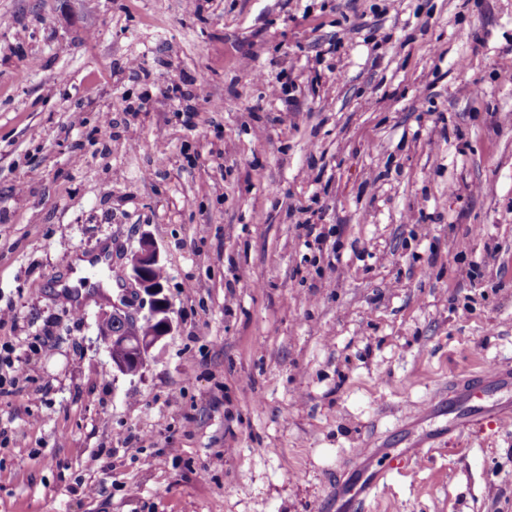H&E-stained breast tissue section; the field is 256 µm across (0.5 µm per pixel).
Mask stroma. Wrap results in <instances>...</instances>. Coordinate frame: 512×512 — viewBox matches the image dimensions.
<instances>
[{"label":"stroma","mask_w":512,"mask_h":512,"mask_svg":"<svg viewBox=\"0 0 512 512\" xmlns=\"http://www.w3.org/2000/svg\"><path fill=\"white\" fill-rule=\"evenodd\" d=\"M511 52L512 0H0V512H512V424L442 406L512 362ZM125 259V267L129 270V280L135 287L136 296L143 298L145 295L149 301L148 312L143 317L153 319L156 327L144 318L139 323V331L145 336H140L137 331L140 318L127 310L125 294H120L117 301L112 302V310H100L98 326L99 334L111 354L113 369L123 375L135 376L147 365L152 349L170 334L172 322L168 316L165 287L152 277V271L161 263L157 245L151 238L142 236L138 247L126 255ZM115 349L121 350L122 354L114 355ZM489 375L497 378L504 384L512 385V368L509 365L497 364L488 367L485 374H482L478 379L473 380L467 385L460 400L451 401V398H448V414L455 413L453 424L448 429V434L457 433L461 435L480 425L484 420L485 411L483 407L465 405L469 402L473 403L476 399H482L485 392L484 379ZM384 475L380 472L371 474L362 484L346 486L339 494V498H343V511L337 512H358L360 505L369 494L377 488L380 480Z\"/></svg>","instance_id":"1"}]
</instances>
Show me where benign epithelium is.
I'll list each match as a JSON object with an SVG mask.
<instances>
[{
  "instance_id": "7a95c632",
  "label": "benign epithelium",
  "mask_w": 512,
  "mask_h": 512,
  "mask_svg": "<svg viewBox=\"0 0 512 512\" xmlns=\"http://www.w3.org/2000/svg\"><path fill=\"white\" fill-rule=\"evenodd\" d=\"M160 263V251L147 236L140 238L138 247L126 256L125 263L129 270V280L135 287V294L148 298L147 317L156 323L151 334L139 335L138 317L127 310V298L124 294L112 302V309H102L98 315L99 334L111 352L112 367L123 375L139 374L147 365L152 349L172 330L165 287L162 282L152 277V271Z\"/></svg>"
}]
</instances>
